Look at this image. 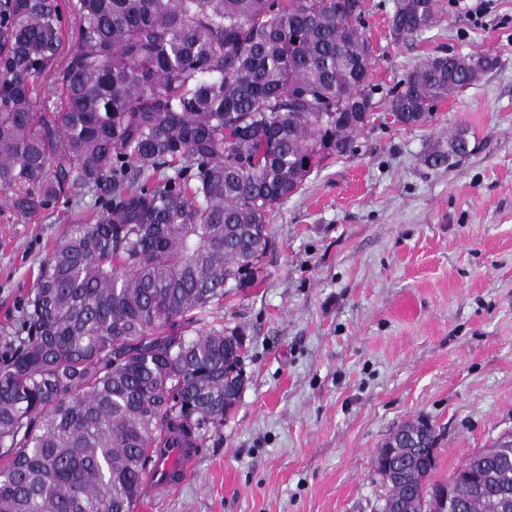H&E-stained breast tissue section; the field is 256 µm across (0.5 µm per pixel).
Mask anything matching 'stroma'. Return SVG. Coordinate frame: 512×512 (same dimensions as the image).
I'll return each instance as SVG.
<instances>
[{"label":"stroma","mask_w":512,"mask_h":512,"mask_svg":"<svg viewBox=\"0 0 512 512\" xmlns=\"http://www.w3.org/2000/svg\"><path fill=\"white\" fill-rule=\"evenodd\" d=\"M444 4L440 27L396 42L393 0H368L376 99L440 52L499 67L426 125L376 122L281 202L257 281L216 312L245 338L241 398L194 473L135 512H380L373 456L403 423L439 428L441 479L512 429V0ZM458 129L470 154L429 167ZM93 201L29 216L0 196V348L48 246Z\"/></svg>","instance_id":"35a3bbf8"}]
</instances>
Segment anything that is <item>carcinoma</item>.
<instances>
[{"instance_id": "1", "label": "carcinoma", "mask_w": 512, "mask_h": 512, "mask_svg": "<svg viewBox=\"0 0 512 512\" xmlns=\"http://www.w3.org/2000/svg\"><path fill=\"white\" fill-rule=\"evenodd\" d=\"M366 12V0H0V191L29 215L95 196L49 246L0 354V449L12 455L0 512H134L153 449L224 424L245 349L214 310L255 283L273 211L372 125ZM443 19V0H394L390 36ZM498 64L432 55L384 106L393 123L422 126ZM469 153L459 131L426 162ZM437 443L417 418L381 446L376 460L391 450L396 465L381 512H428L443 487ZM458 472L457 512L512 499L499 439Z\"/></svg>"}]
</instances>
